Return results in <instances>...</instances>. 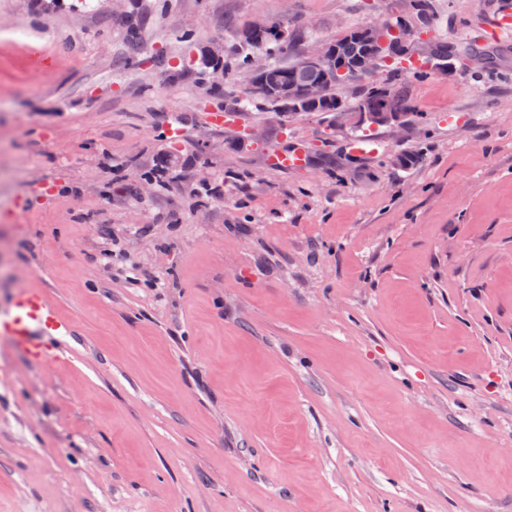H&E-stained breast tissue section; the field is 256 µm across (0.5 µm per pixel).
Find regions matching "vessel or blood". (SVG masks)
I'll return each mask as SVG.
<instances>
[{
  "label": "vessel or blood",
  "instance_id": "1",
  "mask_svg": "<svg viewBox=\"0 0 512 512\" xmlns=\"http://www.w3.org/2000/svg\"><path fill=\"white\" fill-rule=\"evenodd\" d=\"M493 38L512 39V4H502L493 21ZM308 153L304 146L274 152L271 161L280 168L293 169L304 165ZM73 324L62 318L47 292L41 288H23L14 299L12 315L0 317V336L28 358L50 361L59 357L63 340L72 335Z\"/></svg>",
  "mask_w": 512,
  "mask_h": 512
}]
</instances>
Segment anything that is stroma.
I'll return each instance as SVG.
<instances>
[{
    "label": "stroma",
    "instance_id": "35a3bbf8",
    "mask_svg": "<svg viewBox=\"0 0 512 512\" xmlns=\"http://www.w3.org/2000/svg\"><path fill=\"white\" fill-rule=\"evenodd\" d=\"M409 2L0 0V316L36 281L74 325L51 363L0 337V512H512V47L400 128L212 119L249 78L211 46ZM308 153L304 146H296L287 151H275L271 156V162L280 168L294 169L304 165L307 161Z\"/></svg>",
    "mask_w": 512,
    "mask_h": 512
}]
</instances>
